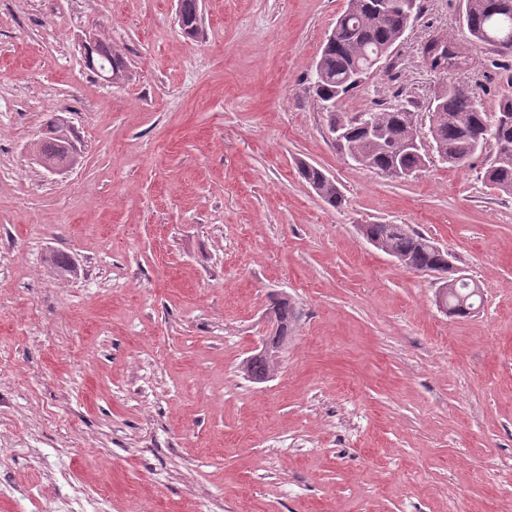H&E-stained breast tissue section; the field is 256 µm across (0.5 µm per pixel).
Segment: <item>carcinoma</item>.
I'll return each mask as SVG.
<instances>
[{
    "label": "carcinoma",
    "mask_w": 512,
    "mask_h": 512,
    "mask_svg": "<svg viewBox=\"0 0 512 512\" xmlns=\"http://www.w3.org/2000/svg\"><path fill=\"white\" fill-rule=\"evenodd\" d=\"M380 2L348 0L346 10L336 19L327 36L315 63L312 85L316 97L326 105L337 107L362 79L358 70L372 57L388 54L401 33L421 12L418 0H395L396 6L386 19L381 20L376 14V5ZM179 14L185 35L199 37L202 27H191L198 15V0H179ZM464 21L470 41L490 46L492 42L482 35L512 36V0H465ZM100 45L104 51L100 63L116 73L115 82L128 80L130 70L123 54L106 41H100ZM424 58L432 70L441 74L461 75L472 64L471 58L460 50L451 36L444 41L429 40ZM328 118L331 127L346 125L350 134L340 148L360 165L391 178L395 177L392 170L397 169L406 178L425 164V154L414 145L418 134L412 123V113L405 108L365 113L362 121L370 126L368 131L334 110L328 113ZM429 122L432 151L444 163L459 168L483 152L484 142L477 140L475 133L484 128L488 130V137L512 142V98L502 99L497 111L488 112L479 95L474 92L464 95L458 90V83L452 82L435 94L429 109ZM70 134L71 129L58 122L56 116H50L36 153L51 164L68 165L70 159L62 152L61 144ZM300 173L325 203L334 208L342 204L340 189L321 169L302 162ZM484 182L500 194L512 197V152L494 153L484 172ZM362 235L370 244H380V250L397 260L404 258L419 270H435L448 276L452 254L436 248L431 238L406 224H364ZM477 298L479 295L462 284L450 289L447 292L448 315L467 316L474 309ZM273 364L269 356H255L246 361L245 370L252 379L260 382L268 378Z\"/></svg>",
    "instance_id": "1"
}]
</instances>
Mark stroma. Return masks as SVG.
Wrapping results in <instances>:
<instances>
[{
	"label": "stroma",
	"instance_id": "1",
	"mask_svg": "<svg viewBox=\"0 0 512 512\" xmlns=\"http://www.w3.org/2000/svg\"><path fill=\"white\" fill-rule=\"evenodd\" d=\"M346 6L199 0L195 41L178 0H0V409L21 425L0 512H35L50 471L86 491L63 512H512V198L486 152L393 179L337 148L312 82ZM420 6L340 110L405 106L424 139L449 81L428 38L456 37L490 112L512 54L467 39L463 0ZM88 32L129 82L86 67ZM51 112L82 149L61 174L33 159ZM373 222L447 249L480 310L442 313ZM277 295L297 318L257 383ZM98 41L104 51V57L100 58V63L106 66V68L110 69L112 60V74L108 73L107 71H99V75L103 77L104 80L110 83H113V73H116L114 83H122L124 81H127L130 78V70L123 54L119 52L117 49H114L112 47V44L103 41L99 38ZM115 64L118 66V68H116ZM300 173L325 203L334 208L342 204L343 195L340 189L321 169L303 162L300 163Z\"/></svg>",
	"mask_w": 512,
	"mask_h": 512
}]
</instances>
